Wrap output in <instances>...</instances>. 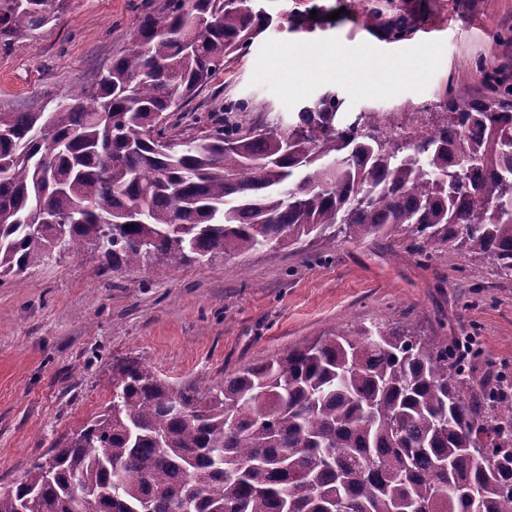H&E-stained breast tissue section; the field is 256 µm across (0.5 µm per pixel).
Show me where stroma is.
Segmentation results:
<instances>
[{
  "instance_id": "obj_1",
  "label": "stroma",
  "mask_w": 512,
  "mask_h": 512,
  "mask_svg": "<svg viewBox=\"0 0 512 512\" xmlns=\"http://www.w3.org/2000/svg\"><path fill=\"white\" fill-rule=\"evenodd\" d=\"M399 38L368 28L384 0H270L287 15L228 63L187 110L207 116L245 100L246 123L289 120L336 87L342 116L431 112L465 75L512 72V0H396ZM147 0H76L19 48L0 50V110L24 112L94 82L127 48ZM342 67L350 75L328 76ZM407 239L271 245L183 263L106 271L97 253L54 255L0 281V485L19 481L112 396L127 359L179 387L211 384L331 330L411 323L478 349L476 379L512 384V277L488 260L417 264Z\"/></svg>"
}]
</instances>
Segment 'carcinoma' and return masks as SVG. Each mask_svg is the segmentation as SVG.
Here are the masks:
<instances>
[{"mask_svg": "<svg viewBox=\"0 0 512 512\" xmlns=\"http://www.w3.org/2000/svg\"><path fill=\"white\" fill-rule=\"evenodd\" d=\"M72 0H0L14 49ZM260 0H154L99 79L0 111V278L100 242L117 271L310 236L409 240L512 275V79L486 63L407 143L355 121L334 90L280 119H207L188 100L273 25ZM373 28L398 37L403 15ZM462 126L454 140L448 127ZM471 356L406 325L344 327L211 385L112 369V400L0 487V512H512V399Z\"/></svg>", "mask_w": 512, "mask_h": 512, "instance_id": "obj_1", "label": "carcinoma"}]
</instances>
